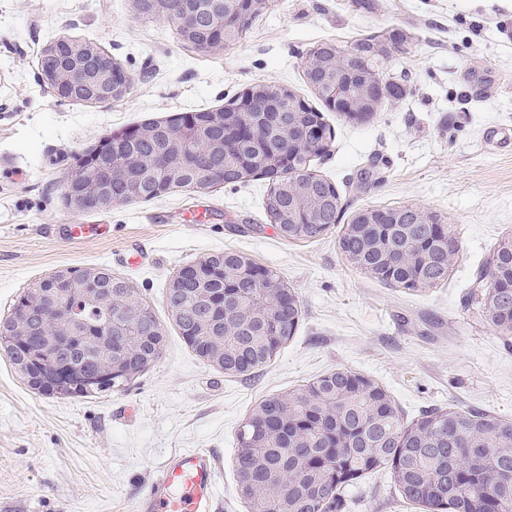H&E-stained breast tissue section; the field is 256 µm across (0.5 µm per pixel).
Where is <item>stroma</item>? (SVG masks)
<instances>
[{"label":"stroma","instance_id":"1","mask_svg":"<svg viewBox=\"0 0 512 512\" xmlns=\"http://www.w3.org/2000/svg\"><path fill=\"white\" fill-rule=\"evenodd\" d=\"M378 32L408 39L385 70L406 95L358 124L324 112L333 137L313 168L348 212L412 204L445 220L459 245L445 284L414 292L360 272L340 252L338 225L312 241L282 238L267 223L262 178L105 213L63 202L72 155L104 135L222 107L259 81L309 96L301 61L315 42ZM62 35L108 51L133 93L110 104L58 100L38 57ZM493 131L512 132V0H272L243 42L208 55L181 44L172 25L138 18L131 0H0V317L40 277L106 267L166 335L154 367L89 398L35 394L0 355V512H137L162 461L193 448L214 457L219 512H250L234 467L243 419L335 369L378 381L407 422L448 405L512 419V334L479 304V272L512 233V146L499 147ZM200 214L210 223H196ZM69 224L94 230L73 240ZM228 250L276 271L302 314L295 336L248 376L193 351L164 298L183 265ZM136 251L144 260L130 263ZM343 512L420 510L382 471L347 488Z\"/></svg>","mask_w":512,"mask_h":512}]
</instances>
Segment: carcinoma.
I'll list each match as a JSON object with an SVG mask.
<instances>
[{
    "label": "carcinoma",
    "instance_id": "obj_1",
    "mask_svg": "<svg viewBox=\"0 0 512 512\" xmlns=\"http://www.w3.org/2000/svg\"><path fill=\"white\" fill-rule=\"evenodd\" d=\"M234 0H134L144 20L174 19L184 12L203 15L192 32L177 34L198 54L212 52L211 29L233 10ZM262 15L254 10L242 18L239 29L224 46L240 42ZM369 38L351 43L323 41L303 57L306 82L323 104L340 94L359 100L363 84L371 76L381 79L375 111L385 102L399 101L406 89L383 75L391 54L377 57L368 50ZM349 56L340 69L339 81H325L324 69ZM76 64L85 72L99 61L81 59L70 52L39 57L40 70H56ZM252 121L259 137L240 133L235 122L209 123V112H185L177 121L192 126L199 139L231 140L229 152H206L184 163L171 150L172 126L152 123L153 134L137 138L91 160L81 168L104 184L112 198L149 201L167 192L188 190L202 180L215 184L248 181L245 170L257 156L271 161L265 169L269 189L263 208L269 223L285 239L315 240L337 224L344 206L336 186L314 173L304 148L288 140V129L297 132L316 123L325 130L319 110L285 85L257 83ZM177 168L173 179L161 177L165 166ZM395 224H358L352 220L339 239L347 262L361 272L396 288L417 291L448 281L457 241L446 224H423L420 208L396 207ZM243 256L234 251L210 254L189 267L206 266V274L193 273L166 289L168 311L185 342L212 336L224 339V372L245 375L269 363L300 324L301 309L294 293L288 305L269 292L283 285L280 275L265 270L260 281L224 276ZM68 279L43 281L40 306L28 308V290L15 299L9 316L0 321V334L11 337L30 351L44 344L46 325L62 319L83 324L82 335L112 326L115 350L124 365L142 375L160 358L165 334L153 308L137 296L124 278L108 268H96L99 277L89 281L81 267H69ZM484 276L493 287L481 294L488 320L505 334L512 333V236L502 238L484 265ZM92 292L94 303L82 302ZM132 336L134 342L123 343ZM70 359L36 364L27 386L36 393L56 398H87L112 390H91L83 381L70 380L65 391L56 389L60 373L69 364L87 375L108 371L109 362L86 350L75 337L61 340ZM504 464L512 466V420L485 411H464L453 406L435 408L411 423L396 411L388 392L378 383L348 370L324 374L285 395L263 399L242 423L235 457L237 481L246 490L252 512H275L281 497H288L293 512H341L343 490L364 477L387 471L403 502L420 505L427 512H512V483L491 487L488 477Z\"/></svg>",
    "mask_w": 512,
    "mask_h": 512
}]
</instances>
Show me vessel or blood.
Instances as JSON below:
<instances>
[{"instance_id": "b4317fda", "label": "vessel or blood", "mask_w": 512, "mask_h": 512, "mask_svg": "<svg viewBox=\"0 0 512 512\" xmlns=\"http://www.w3.org/2000/svg\"><path fill=\"white\" fill-rule=\"evenodd\" d=\"M216 468L209 451L194 449L168 456L137 512H214Z\"/></svg>"}]
</instances>
